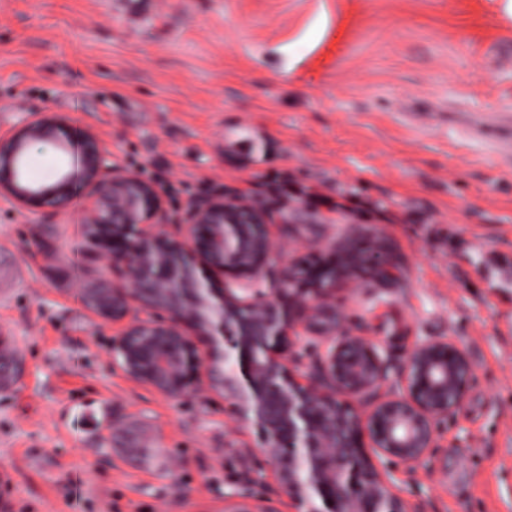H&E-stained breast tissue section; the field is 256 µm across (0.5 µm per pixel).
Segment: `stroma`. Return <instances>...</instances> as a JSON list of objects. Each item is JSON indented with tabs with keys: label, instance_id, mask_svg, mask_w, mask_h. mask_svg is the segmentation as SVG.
Listing matches in <instances>:
<instances>
[{
	"label": "stroma",
	"instance_id": "35a3bbf8",
	"mask_svg": "<svg viewBox=\"0 0 512 512\" xmlns=\"http://www.w3.org/2000/svg\"><path fill=\"white\" fill-rule=\"evenodd\" d=\"M512 0H0V135L49 111L172 215L231 191L273 212L285 261L379 234L399 265L337 294L390 376L426 339L472 379L428 462L370 452L414 512H512ZM127 281L83 223L0 199V512H224L273 485L222 393L169 399L112 354L85 288Z\"/></svg>",
	"mask_w": 512,
	"mask_h": 512
}]
</instances>
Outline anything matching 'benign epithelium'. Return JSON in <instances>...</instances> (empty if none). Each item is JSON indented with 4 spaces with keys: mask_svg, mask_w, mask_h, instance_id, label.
Returning a JSON list of instances; mask_svg holds the SVG:
<instances>
[{
    "mask_svg": "<svg viewBox=\"0 0 512 512\" xmlns=\"http://www.w3.org/2000/svg\"><path fill=\"white\" fill-rule=\"evenodd\" d=\"M47 142L67 158L50 185L25 177L30 146ZM85 199L92 243L108 250L127 288L88 297L98 316L131 321L113 353L131 379L177 398L194 387L224 393L237 420L261 438L274 478L294 512H411L389 474L370 461L377 452L410 466L428 460L440 422L460 406L472 368L449 340H425L409 352L393 380L377 346L352 333L336 315V290L362 276L393 278L396 264L382 239L366 234L336 249V264L319 274L283 264L263 207L226 192L192 201L182 239L157 186L119 172L111 151L89 129L58 113L21 122L0 137V198L59 212L76 193ZM271 288H239L275 271ZM233 282L213 288L210 274ZM321 322L319 351L309 363L298 350ZM224 512H273L262 500H226Z\"/></svg>",
    "mask_w": 512,
    "mask_h": 512,
    "instance_id": "7a95c632",
    "label": "benign epithelium"
}]
</instances>
